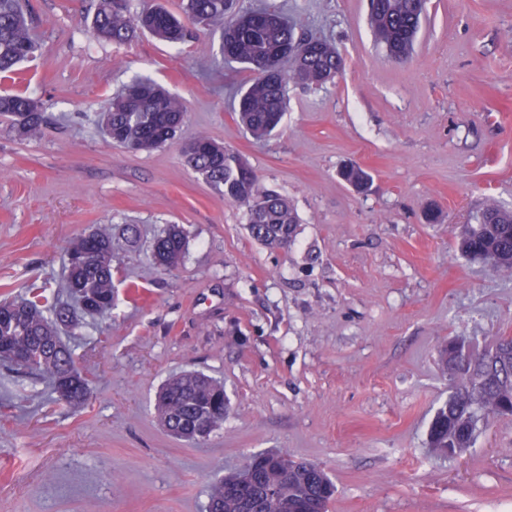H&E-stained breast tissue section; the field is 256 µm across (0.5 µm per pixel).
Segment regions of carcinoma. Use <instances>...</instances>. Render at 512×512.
<instances>
[{
	"mask_svg": "<svg viewBox=\"0 0 512 512\" xmlns=\"http://www.w3.org/2000/svg\"><path fill=\"white\" fill-rule=\"evenodd\" d=\"M235 0H186L183 15L150 6L133 16L129 0H98L92 35L124 43L137 30L150 32L170 45L183 44L212 25L221 27V51L227 62L253 72L240 90L235 117L251 138L262 141L281 124L287 109L288 86H321L343 71L344 59L329 42L299 34L274 9L240 12ZM425 16L424 0H370L368 23L375 41L389 56L409 58ZM41 50L25 17L21 0H0V79L13 80L21 63ZM182 101L145 77L131 80L113 96L99 117L115 144L135 145L150 152L173 141L184 122ZM0 118L26 138L41 134L45 122L38 103L19 92L0 94ZM184 163L200 174L224 199L246 208L252 237L267 246L289 244L298 220L287 198L259 187L249 164L207 135L181 149ZM341 177L353 188L369 184L366 171L347 166ZM138 229L128 224L122 238L112 225L98 224L77 239L68 253L65 288L79 308L66 302L46 305L41 295L20 296L0 303V360L21 366L33 381L50 380L60 398L73 407L89 395L90 380L73 351L61 340L64 329L83 326L87 317L112 311L115 286L112 262L121 244L137 242ZM461 254L492 261L512 273V211L490 205L469 231H456ZM186 249L175 225L153 244L155 265L171 270ZM443 372L448 400L429 427L434 456L452 458L473 447L481 427L495 417H512V336H498L482 351L463 342H450L444 351ZM157 412L167 430L189 442L199 440L198 426L214 431L227 413L224 384L198 373H186L162 387ZM334 486L326 472L312 462H295L273 452L253 456L241 473H229L213 488L206 512H327Z\"/></svg>",
	"mask_w": 512,
	"mask_h": 512,
	"instance_id": "obj_1",
	"label": "carcinoma"
}]
</instances>
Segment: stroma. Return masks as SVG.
I'll list each match as a JSON object with an SVG mask.
<instances>
[{
	"instance_id": "35a3bbf8",
	"label": "stroma",
	"mask_w": 512,
	"mask_h": 512,
	"mask_svg": "<svg viewBox=\"0 0 512 512\" xmlns=\"http://www.w3.org/2000/svg\"><path fill=\"white\" fill-rule=\"evenodd\" d=\"M42 45L22 82L40 100L38 138L0 121V299L56 290L69 244L99 224L137 225L113 262L111 318L70 343L92 377L80 411L46 383L0 366V512H205L215 477L274 450L318 463L329 512H505L512 418L440 460L427 432L448 397L440 350L463 336H512V274L462 256L454 225L512 210V0H427L412 56L389 58L369 0H239L271 7L336 45L345 69L288 88L281 127L254 141L234 107L250 72L212 30L173 47L91 34L97 0H25ZM144 75L188 108L178 142L111 144L94 123ZM206 133L248 160L298 219L290 246L254 239L180 156ZM371 177L355 191L338 172ZM439 218L430 224L429 211ZM188 245L177 268L151 260L168 225ZM188 371L224 383V424L196 443L162 427L161 385Z\"/></svg>"
}]
</instances>
